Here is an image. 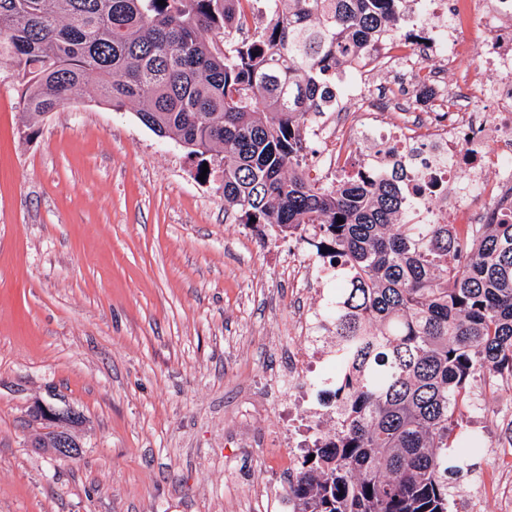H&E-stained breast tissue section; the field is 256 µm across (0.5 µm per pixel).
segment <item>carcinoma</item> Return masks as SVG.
<instances>
[{
    "label": "carcinoma",
    "mask_w": 512,
    "mask_h": 512,
    "mask_svg": "<svg viewBox=\"0 0 512 512\" xmlns=\"http://www.w3.org/2000/svg\"><path fill=\"white\" fill-rule=\"evenodd\" d=\"M403 2L264 0L270 24L230 42L258 0H0L25 137L92 86L222 167L240 223L319 237L336 270L317 314L339 365L336 427L317 431L289 481L292 512H448L449 479L484 448L459 423L472 383L512 380V210L454 230L415 224L401 165L373 181L309 174L302 127L331 97L328 73L394 36Z\"/></svg>",
    "instance_id": "obj_1"
}]
</instances>
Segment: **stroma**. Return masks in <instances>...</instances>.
I'll return each mask as SVG.
<instances>
[{
	"instance_id": "35a3bbf8",
	"label": "stroma",
	"mask_w": 512,
	"mask_h": 512,
	"mask_svg": "<svg viewBox=\"0 0 512 512\" xmlns=\"http://www.w3.org/2000/svg\"><path fill=\"white\" fill-rule=\"evenodd\" d=\"M0 64V512H289L275 386L296 318L333 282L313 249L225 209L222 174L95 90L24 141ZM484 441L448 512L512 505V385L474 384ZM42 401L75 459L28 447Z\"/></svg>"
}]
</instances>
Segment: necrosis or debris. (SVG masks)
<instances>
[{
  "instance_id": "obj_1",
  "label": "necrosis or debris",
  "mask_w": 512,
  "mask_h": 512,
  "mask_svg": "<svg viewBox=\"0 0 512 512\" xmlns=\"http://www.w3.org/2000/svg\"><path fill=\"white\" fill-rule=\"evenodd\" d=\"M475 14L482 18L489 43L470 59L459 81L449 82L442 63L457 60L464 25ZM416 28L424 30V37L390 49L387 56L399 61L400 77L413 82L422 106L410 108L407 120L386 125L395 95L380 100L363 96L366 75L376 67L373 51H366L346 73L343 87L344 95L363 109L341 112L348 134L336 140V148L361 151L372 134H379V147L363 153L365 176L380 177L403 165L417 222L479 224L483 218L469 207L459 180L501 208L512 207V0H409L401 29ZM420 58L432 63L425 82L412 79ZM485 101L492 103V111L482 109ZM335 374V360L309 336L294 337L277 391L284 470H292L298 452L309 446L307 418L315 406L330 403L320 380Z\"/></svg>"
}]
</instances>
